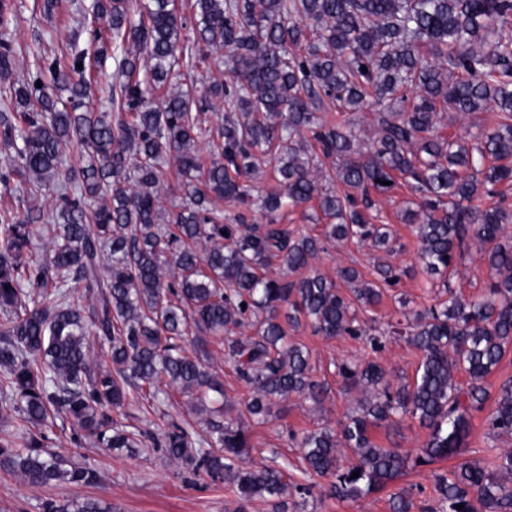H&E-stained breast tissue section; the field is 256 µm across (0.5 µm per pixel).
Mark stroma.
<instances>
[{"mask_svg":"<svg viewBox=\"0 0 512 512\" xmlns=\"http://www.w3.org/2000/svg\"><path fill=\"white\" fill-rule=\"evenodd\" d=\"M91 0H62L52 14H44L42 0H11L13 16L9 31L26 53L20 54L14 78H21L33 69L32 52L44 47L51 53L62 54L70 48L90 45V25L81 23L80 12ZM415 200L408 188L401 187L387 195H375L374 211L381 223L390 225L396 238L394 251L383 252L370 244L343 241L329 244L313 262V269L328 278H335L337 268H358L364 280H372L376 263L384 262L402 269L404 275L396 292L385 293L382 301L369 310L370 318L383 324L399 319L401 306L397 294H405L411 306L431 303L435 282L422 271L415 259L416 238L412 225L401 219L403 209ZM492 277L487 263L478 252H470L456 266L450 282L466 296L480 294ZM297 343L305 345L311 354L313 374L327 383L328 395L322 404L291 397L273 406L267 421L248 420L250 437L249 459L255 464L282 468L294 481H302L297 469L298 450L290 441L289 432H301L323 424H336L355 410L357 395H344L336 374V365L343 360L363 359L371 351L362 340L349 336L326 339L313 335L310 327L294 331ZM484 413H475L465 450L466 457L492 463L495 455L512 448V437L489 434ZM82 456L99 472L100 481L93 486L35 487L23 482L9 470L0 469V512H40L43 499L95 498L110 512H236L238 501L230 486L212 484L194 478L188 471L170 462L162 453L149 449L133 454H117L104 448H82ZM412 495V512H424L434 506L433 478L430 468L409 471L381 492L360 501L329 497L323 488H313L310 495L298 499L290 512H391L390 497L400 490Z\"/></svg>","mask_w":512,"mask_h":512,"instance_id":"obj_1","label":"stroma"}]
</instances>
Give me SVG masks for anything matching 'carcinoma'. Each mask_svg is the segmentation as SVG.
I'll list each match as a JSON object with an SVG mask.
<instances>
[{"label":"carcinoma","mask_w":512,"mask_h":512,"mask_svg":"<svg viewBox=\"0 0 512 512\" xmlns=\"http://www.w3.org/2000/svg\"><path fill=\"white\" fill-rule=\"evenodd\" d=\"M92 10L105 24L93 53L47 58L48 82L28 73L0 87V182L19 184L15 207L0 211V421L11 427L0 438V468L34 486L97 484L94 467L49 445L43 428L60 418L77 448H158L193 476L231 485L238 512L257 499L287 512V498L308 488L277 467L246 463L243 421L208 419L199 434L172 418L153 429L126 425L112 412L132 397L157 400L163 382L198 407L212 392L224 395L207 362L213 339L248 393L250 416L265 418L293 395L320 402L325 385L290 336L304 320L326 338L363 337L375 353L387 336L421 353L411 383L393 381L377 360L336 364L344 390L361 394L360 413L291 433L308 477L327 480L329 496L356 501L409 467L455 459L433 476L438 512H508L512 451L493 472L463 455L472 413L490 397L487 378L512 349V242H503L512 209L498 189L512 185V37L504 34L512 0H190L187 14L173 0H94ZM17 53L14 38H0L6 79ZM109 53V110L94 112L85 107L93 66ZM200 68H222L227 78L197 98L189 84ZM214 100L224 103V124L212 131L203 115ZM323 103L336 108L334 118L317 115ZM365 108L376 112L367 138L353 117ZM449 110L489 112L475 146L444 134ZM208 134L205 164L197 144ZM74 148L81 157L64 164ZM260 155L275 160L283 190L256 198ZM169 161L192 190L164 214ZM326 161L336 169L329 192L317 177ZM402 181L419 197L405 221L423 272L447 273L474 245L494 274L480 297L463 299L446 283L445 300L377 334L358 308L379 303L400 272L379 264L375 283L347 297L312 261L334 241L387 246L370 193ZM48 195L57 203L45 212L36 201ZM485 197L496 202L483 208ZM313 199L319 234L254 224L246 214L255 207L273 220ZM220 201L241 210L226 215ZM35 221L50 242L40 253ZM275 264L311 272L285 280L269 274ZM81 284L87 306L72 297ZM192 334L188 353L180 341ZM92 338L109 346L113 369L91 360ZM405 418L427 431L415 452L372 439L370 429ZM486 424L512 437L511 379ZM41 512L105 508L49 498Z\"/></svg>","instance_id":"1"}]
</instances>
